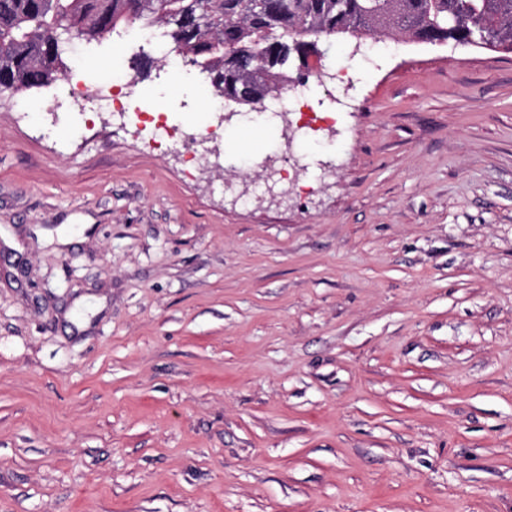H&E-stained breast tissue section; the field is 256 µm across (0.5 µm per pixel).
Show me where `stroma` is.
I'll use <instances>...</instances> for the list:
<instances>
[{
  "mask_svg": "<svg viewBox=\"0 0 512 512\" xmlns=\"http://www.w3.org/2000/svg\"><path fill=\"white\" fill-rule=\"evenodd\" d=\"M138 34L0 97V512H512V52L320 38L351 109L232 106L189 177L165 130L24 110Z\"/></svg>",
  "mask_w": 512,
  "mask_h": 512,
  "instance_id": "35a3bbf8",
  "label": "stroma"
}]
</instances>
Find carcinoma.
<instances>
[{
    "label": "carcinoma",
    "mask_w": 512,
    "mask_h": 512,
    "mask_svg": "<svg viewBox=\"0 0 512 512\" xmlns=\"http://www.w3.org/2000/svg\"><path fill=\"white\" fill-rule=\"evenodd\" d=\"M512 42V0H0V94L50 86L64 56L135 24L160 31L215 95L260 105L336 33L467 44L475 24Z\"/></svg>",
    "instance_id": "carcinoma-1"
}]
</instances>
